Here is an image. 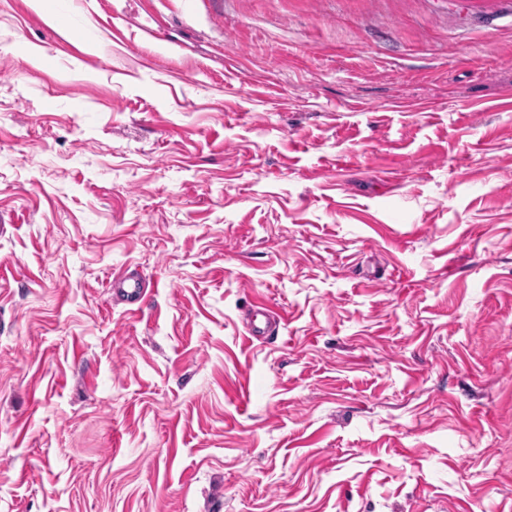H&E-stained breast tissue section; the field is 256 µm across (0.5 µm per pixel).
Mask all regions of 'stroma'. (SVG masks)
I'll use <instances>...</instances> for the list:
<instances>
[{
	"label": "stroma",
	"mask_w": 512,
	"mask_h": 512,
	"mask_svg": "<svg viewBox=\"0 0 512 512\" xmlns=\"http://www.w3.org/2000/svg\"><path fill=\"white\" fill-rule=\"evenodd\" d=\"M0 216V512H512V0H0ZM112 294L124 302L127 310L138 312L148 290V283L137 270L127 268L112 276ZM283 314L276 312L263 303H259L246 319L247 333L258 341L277 339L279 329L284 324Z\"/></svg>",
	"instance_id": "35a3bbf8"
}]
</instances>
